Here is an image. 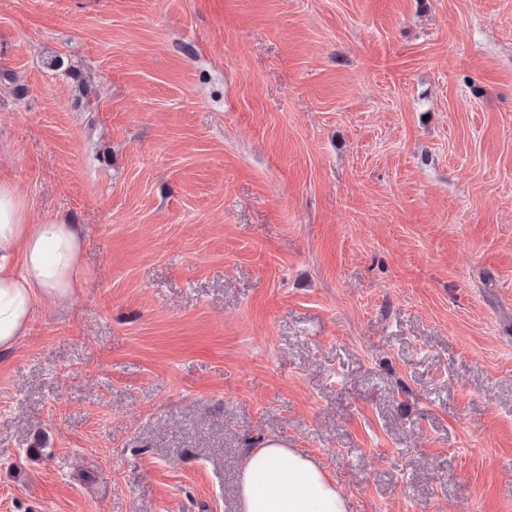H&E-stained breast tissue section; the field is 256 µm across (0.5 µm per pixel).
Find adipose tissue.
Returning <instances> with one entry per match:
<instances>
[{"label": "adipose tissue", "instance_id": "obj_1", "mask_svg": "<svg viewBox=\"0 0 512 512\" xmlns=\"http://www.w3.org/2000/svg\"><path fill=\"white\" fill-rule=\"evenodd\" d=\"M81 225L59 217L31 222L16 185L0 182V350L27 335L38 305L75 298L87 281ZM243 512H346L344 495L306 455L277 439L247 456Z\"/></svg>", "mask_w": 512, "mask_h": 512}]
</instances>
